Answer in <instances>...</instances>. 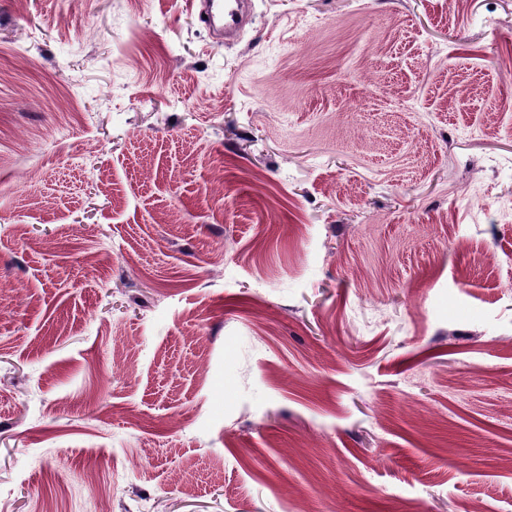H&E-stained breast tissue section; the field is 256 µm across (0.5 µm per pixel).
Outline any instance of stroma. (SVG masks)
<instances>
[{
	"instance_id": "stroma-1",
	"label": "stroma",
	"mask_w": 512,
	"mask_h": 512,
	"mask_svg": "<svg viewBox=\"0 0 512 512\" xmlns=\"http://www.w3.org/2000/svg\"><path fill=\"white\" fill-rule=\"evenodd\" d=\"M512 512V0H0V512ZM245 15L242 16L238 5L245 2ZM199 5L203 6L199 16L201 21L208 27L214 23L215 18L220 17L224 20V33H238L247 23L250 15V3L247 0H199ZM206 15V18H203Z\"/></svg>"
}]
</instances>
